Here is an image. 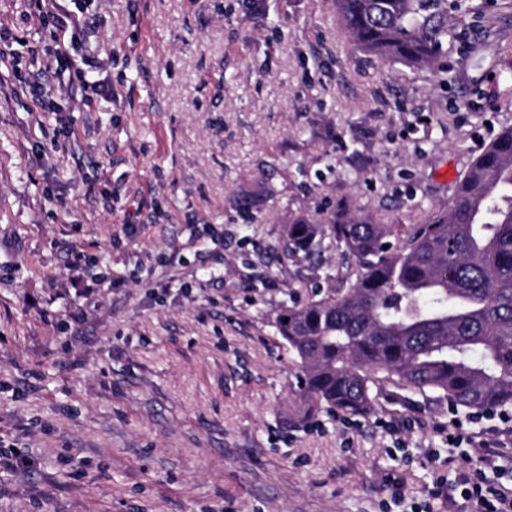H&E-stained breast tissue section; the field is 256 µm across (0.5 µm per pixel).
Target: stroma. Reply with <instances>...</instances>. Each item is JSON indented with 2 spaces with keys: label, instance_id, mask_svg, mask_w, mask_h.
Wrapping results in <instances>:
<instances>
[{
  "label": "stroma",
  "instance_id": "obj_1",
  "mask_svg": "<svg viewBox=\"0 0 512 512\" xmlns=\"http://www.w3.org/2000/svg\"><path fill=\"white\" fill-rule=\"evenodd\" d=\"M88 12L118 98L42 112L0 63V446L32 462L0 467V512H443L435 477L480 463L441 427L498 417L384 384L371 415L297 426L271 319L327 282L279 262L280 233L300 214L447 209L512 126V0H450L436 70L354 51L334 0ZM0 24L20 57L55 45L30 0H0ZM138 211L156 219L127 235Z\"/></svg>",
  "mask_w": 512,
  "mask_h": 512
}]
</instances>
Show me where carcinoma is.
I'll list each match as a JSON object with an SVG mask.
<instances>
[{"label":"carcinoma","instance_id":"1","mask_svg":"<svg viewBox=\"0 0 512 512\" xmlns=\"http://www.w3.org/2000/svg\"><path fill=\"white\" fill-rule=\"evenodd\" d=\"M336 9L357 50L438 65L448 0H336ZM327 241L356 271L273 319L299 363L303 417L323 408L370 415L385 382L466 410L512 406V127L430 223L300 217L284 225L279 259L319 257Z\"/></svg>","mask_w":512,"mask_h":512}]
</instances>
